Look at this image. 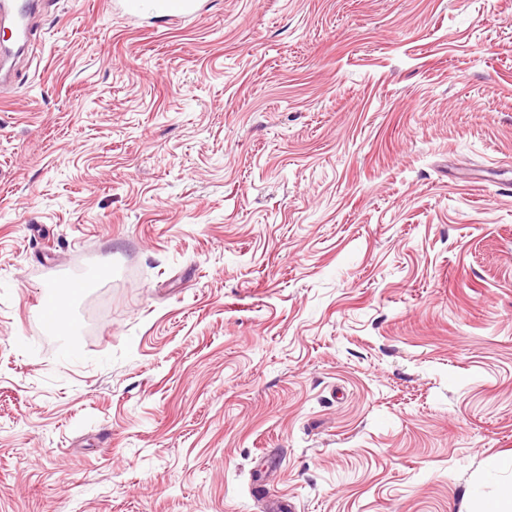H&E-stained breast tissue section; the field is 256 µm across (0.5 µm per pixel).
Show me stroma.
I'll return each instance as SVG.
<instances>
[{
  "label": "stroma",
  "mask_w": 512,
  "mask_h": 512,
  "mask_svg": "<svg viewBox=\"0 0 512 512\" xmlns=\"http://www.w3.org/2000/svg\"><path fill=\"white\" fill-rule=\"evenodd\" d=\"M201 6L0 17V512H487L512 0ZM196 0H153L152 11L165 13L170 19L191 16L196 9Z\"/></svg>",
  "instance_id": "1"
}]
</instances>
